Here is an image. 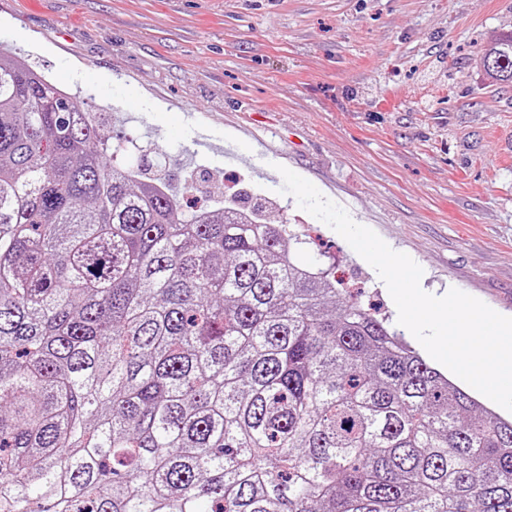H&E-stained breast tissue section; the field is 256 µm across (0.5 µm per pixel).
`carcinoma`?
<instances>
[{
  "label": "carcinoma",
  "instance_id": "cac0c4a2",
  "mask_svg": "<svg viewBox=\"0 0 512 512\" xmlns=\"http://www.w3.org/2000/svg\"><path fill=\"white\" fill-rule=\"evenodd\" d=\"M126 152L0 51V512H512V417Z\"/></svg>",
  "mask_w": 512,
  "mask_h": 512
}]
</instances>
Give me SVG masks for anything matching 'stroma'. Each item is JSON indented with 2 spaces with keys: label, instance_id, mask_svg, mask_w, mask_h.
<instances>
[{
  "label": "stroma",
  "instance_id": "stroma-1",
  "mask_svg": "<svg viewBox=\"0 0 512 512\" xmlns=\"http://www.w3.org/2000/svg\"><path fill=\"white\" fill-rule=\"evenodd\" d=\"M509 33L512 0H0V49L146 147L143 175L162 176L183 215L241 189L237 204L308 240L298 261L392 320L375 269L280 183L244 158L179 153L202 122L263 150L409 255L425 292L512 317V86L480 56Z\"/></svg>",
  "mask_w": 512,
  "mask_h": 512
}]
</instances>
